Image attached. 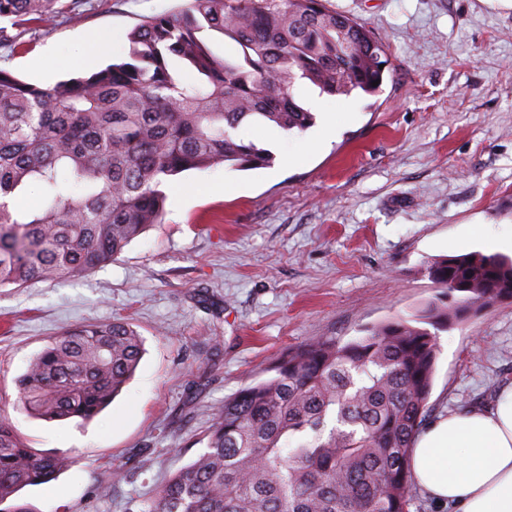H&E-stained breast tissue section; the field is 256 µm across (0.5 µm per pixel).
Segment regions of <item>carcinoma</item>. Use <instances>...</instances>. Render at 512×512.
Here are the masks:
<instances>
[{"instance_id":"1","label":"carcinoma","mask_w":512,"mask_h":512,"mask_svg":"<svg viewBox=\"0 0 512 512\" xmlns=\"http://www.w3.org/2000/svg\"><path fill=\"white\" fill-rule=\"evenodd\" d=\"M60 0H0V45L47 22ZM236 43L215 55L206 35ZM127 60L52 87L0 68V288L83 277L162 221L163 182L217 163L265 167L273 154L236 135L248 122L304 131L298 81L376 95L393 74L383 41L324 0H187L128 35ZM192 69L185 81L173 59ZM36 183L41 206L20 207ZM441 292L422 314L341 342L312 340L215 413L206 451L159 487L145 512H411L408 449L435 374L436 334L486 304L512 301V259L471 252L431 262ZM459 293L448 304L445 299ZM128 324L76 326L18 377L19 404L45 421L98 416L135 373ZM69 458L28 448L0 420V505L54 480Z\"/></svg>"}]
</instances>
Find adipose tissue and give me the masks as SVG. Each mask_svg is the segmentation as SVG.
Instances as JSON below:
<instances>
[{"instance_id":"obj_1","label":"adipose tissue","mask_w":512,"mask_h":512,"mask_svg":"<svg viewBox=\"0 0 512 512\" xmlns=\"http://www.w3.org/2000/svg\"><path fill=\"white\" fill-rule=\"evenodd\" d=\"M411 482L449 512H512V385L448 413L412 440Z\"/></svg>"}]
</instances>
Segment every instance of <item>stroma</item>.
<instances>
[{"mask_svg":"<svg viewBox=\"0 0 512 512\" xmlns=\"http://www.w3.org/2000/svg\"><path fill=\"white\" fill-rule=\"evenodd\" d=\"M0 47V67L51 86L90 41L94 67L124 60L128 33L183 0H64ZM380 36L394 66L377 96L297 95L303 132L250 123L239 138L270 166L218 163L168 178L161 223L83 278L0 288V420L28 446L70 456L57 480L20 491L30 512H144L207 447L217 409L310 339L348 341L434 300L436 258L512 256V8L498 0H328ZM335 122L323 140L327 122ZM234 183L228 195L208 184ZM124 320L144 347L112 404L83 424L34 419L17 378L50 338ZM427 421L490 404L512 383V302L437 336ZM117 479H109V472Z\"/></svg>","mask_w":512,"mask_h":512,"instance_id":"35a3bbf8","label":"stroma"}]
</instances>
